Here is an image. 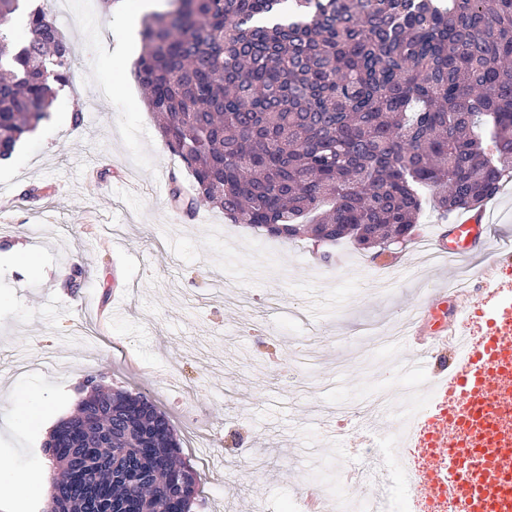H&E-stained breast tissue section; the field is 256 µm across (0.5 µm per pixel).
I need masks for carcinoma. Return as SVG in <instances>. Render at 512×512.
Here are the masks:
<instances>
[{"label":"carcinoma","instance_id":"carcinoma-1","mask_svg":"<svg viewBox=\"0 0 512 512\" xmlns=\"http://www.w3.org/2000/svg\"><path fill=\"white\" fill-rule=\"evenodd\" d=\"M0 0V159L69 82L72 48ZM143 18L136 78L185 200L293 241L363 250L414 231L427 198L477 212L512 176V0H192ZM44 449L50 512H190L196 471L169 420L116 389Z\"/></svg>","mask_w":512,"mask_h":512}]
</instances>
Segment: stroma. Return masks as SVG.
<instances>
[{"label":"stroma","mask_w":512,"mask_h":512,"mask_svg":"<svg viewBox=\"0 0 512 512\" xmlns=\"http://www.w3.org/2000/svg\"><path fill=\"white\" fill-rule=\"evenodd\" d=\"M70 7L58 27L73 50L71 82L18 155L0 160V472L47 484L46 431L17 415L36 393L47 422L68 419L93 379L147 394L177 429L191 414L210 423L222 464L207 476L213 501L191 512H242L253 500L299 512L307 482L341 506L370 496L379 441L358 416L399 381L405 349L357 326L397 324L447 275L493 264L512 282V263L495 260L494 240L446 267L421 262L410 244L375 259L348 241L321 253L278 240L269 254L262 231L227 225L208 205L192 216L173 209L162 177L185 170L143 105L141 44L116 36L104 49L108 6ZM18 245L37 255V270L8 257ZM391 272L400 283L389 290ZM175 377L184 394L170 391ZM316 405L345 431L339 455L313 427ZM350 466L366 480L349 481Z\"/></svg>","instance_id":"stroma-1"}]
</instances>
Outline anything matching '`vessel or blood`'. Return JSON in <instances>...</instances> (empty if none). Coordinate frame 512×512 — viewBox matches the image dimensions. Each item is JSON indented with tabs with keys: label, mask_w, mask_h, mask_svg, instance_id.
<instances>
[{
	"label": "vessel or blood",
	"mask_w": 512,
	"mask_h": 512,
	"mask_svg": "<svg viewBox=\"0 0 512 512\" xmlns=\"http://www.w3.org/2000/svg\"><path fill=\"white\" fill-rule=\"evenodd\" d=\"M489 226L470 216L449 224L435 235L439 253L472 256L489 246ZM461 294L455 288H436L424 295L404 325L403 341L415 352L403 372L417 375L421 361L451 350L448 367L432 376L431 389L444 399L425 413L406 439L415 454L439 453L454 463L450 475L428 477L435 499L462 500L469 512H497L507 491L503 466L512 448L498 445L492 427L500 397L512 392V317L491 320L481 346L455 352Z\"/></svg>",
	"instance_id": "vessel-or-blood-1"
}]
</instances>
